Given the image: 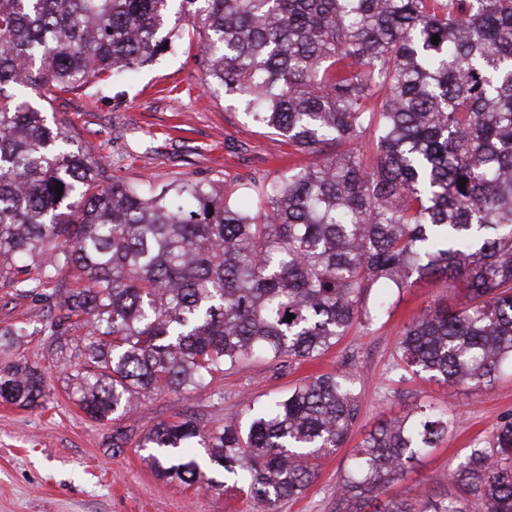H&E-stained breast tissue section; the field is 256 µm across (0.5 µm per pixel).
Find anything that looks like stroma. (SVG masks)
I'll return each instance as SVG.
<instances>
[{
	"instance_id": "35a3bbf8",
	"label": "stroma",
	"mask_w": 512,
	"mask_h": 512,
	"mask_svg": "<svg viewBox=\"0 0 512 512\" xmlns=\"http://www.w3.org/2000/svg\"><path fill=\"white\" fill-rule=\"evenodd\" d=\"M195 51L190 45L164 54L123 82L96 92L63 93L43 98L27 91L31 103L64 119L91 145L107 174L120 180L141 178L161 184L176 178L223 181L306 164L280 138L261 133L223 97L198 84ZM461 302L448 286L422 280L397 297L391 317L353 328L317 360L276 372L269 363L253 362L216 379L211 388L152 395L121 422L91 420L68 393L57 372L70 359L71 347L48 349L43 337L29 338L22 350L0 340V367L26 358L45 371L46 395L40 407L23 409L0 403V512H253L245 494L233 488L191 489L159 480L137 441L161 421L186 415L221 427L242 408L244 398L267 400L305 377L344 372L353 376L360 411L344 447L319 459L318 473L299 497L282 500L277 512H338L339 487L352 465V450L381 422L404 416L431 403L457 421L437 448L421 458L405 478L378 499L407 500L415 494L433 499L456 495L449 477L465 448L486 440L512 415V373L503 372L487 387L450 388L405 374L396 366L404 325L424 309ZM49 307L16 294L0 277V330L24 322H43ZM223 394L215 401L213 392ZM124 428L131 438L114 448L112 432Z\"/></svg>"
}]
</instances>
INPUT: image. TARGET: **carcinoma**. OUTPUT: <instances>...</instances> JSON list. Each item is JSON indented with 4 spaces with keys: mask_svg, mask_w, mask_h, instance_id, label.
<instances>
[{
    "mask_svg": "<svg viewBox=\"0 0 512 512\" xmlns=\"http://www.w3.org/2000/svg\"><path fill=\"white\" fill-rule=\"evenodd\" d=\"M188 36L207 90L312 157L243 183L253 213L216 180H105L91 148L24 98L102 89ZM71 268L82 286L64 291ZM0 277L27 294L58 284L46 297L62 314L0 334L75 344L67 379L94 420L256 360L316 359L422 279L464 303L405 325L397 367L491 385L512 369V0H0ZM44 396L39 365L0 369L1 402ZM358 413L350 378L320 374L217 429L159 422L137 447L161 479L230 480L276 512ZM452 424L428 405L381 423L342 481L345 512H365ZM451 477L459 496L375 512H512V419Z\"/></svg>",
    "mask_w": 512,
    "mask_h": 512,
    "instance_id": "cac0c4a2",
    "label": "carcinoma"
}]
</instances>
